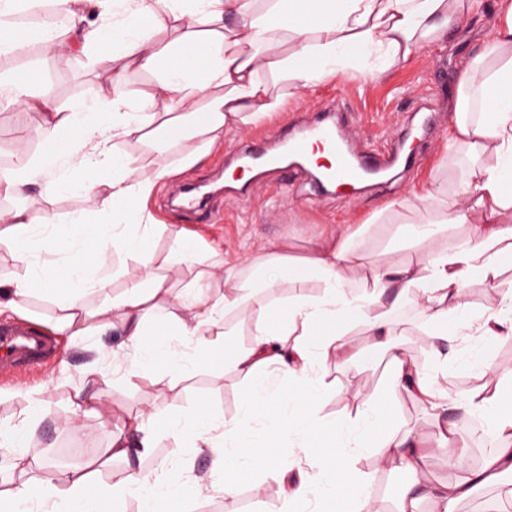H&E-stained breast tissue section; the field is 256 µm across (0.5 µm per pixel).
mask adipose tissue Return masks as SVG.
<instances>
[{"label":"adipose tissue","instance_id":"1","mask_svg":"<svg viewBox=\"0 0 512 512\" xmlns=\"http://www.w3.org/2000/svg\"><path fill=\"white\" fill-rule=\"evenodd\" d=\"M477 0H104L111 24H81L83 0H64L63 17L83 49L112 48L115 72L155 73L154 91L131 103L114 85L89 100L65 110H49L26 69L0 75V99L23 109H41L45 115L38 136L45 151L36 158L19 154L14 170L0 174V193L26 196L37 189L46 194L71 190L66 169L85 173L82 185L93 207L125 211L147 199L158 182L175 170L196 165L212 149L223 146L224 133L259 123L281 101L269 76L286 80L289 93L310 88L340 74L371 77L406 61L418 47L445 42L451 24L473 10ZM22 0H0V54L29 43L54 52L62 47L55 27L21 28L12 17ZM173 22L174 37L158 45L155 32L161 19ZM292 51L278 55V47ZM136 139L147 144L155 168L144 174L136 158L120 145ZM193 142L178 164H170L173 147ZM452 151L471 159L465 194H427L430 215L410 225L405 235L432 241L428 263L421 268L366 262L348 240H326L305 257L289 255L287 243L273 245L249 259L246 267H225L217 251L199 253L189 240L178 239L176 257L182 262L220 267L229 292L214 295L202 285L188 289L171 302V288L156 269L150 246L153 227L141 225L129 232L119 223L89 224L71 217V232H62L53 218L36 220L26 208L0 213V248L18 253L29 268L26 275L0 270V314L26 310L30 287L39 276L32 268L35 252L64 250L70 257L54 274L48 294L61 311L56 330L81 339L90 334L120 330L129 355L125 376L145 370L170 368L184 374L194 367L193 351L208 345L211 329L228 312L248 311L254 289L273 290L287 282L317 280L320 296L301 298L289 307L287 318L254 323L251 345L225 349L224 358L248 382L237 418L227 421L199 409L187 417L166 420L165 429L176 447L211 449L225 479H232L249 460L280 484V512L324 493L339 498L342 512H368L369 481L358 478L355 457L374 449L378 460L408 473L399 493V512H417L422 498H430L435 512H456L474 483L466 477L450 484L422 481L418 473L428 442L454 455L463 444L453 424L442 413L452 408L465 415L481 414L498 453L485 470L492 475L512 473V367L473 354L470 367L490 379L491 390L457 399L440 387L436 375L421 369L404 348L403 332L383 301L416 297L429 317L431 341L455 344L477 331L484 344L512 338V291L499 280L505 262L512 260V0H495L492 31L478 51L462 66L456 91L451 138ZM473 224L465 241L446 243L452 224ZM102 243L93 255L84 240ZM133 257L138 278L105 305L89 307L86 297L109 286L102 271L110 253ZM366 264L367 292L355 294L343 272L348 265ZM480 280L498 291L499 298L478 317L468 314L463 284ZM156 318L176 325L181 342L158 336L144 341L145 325ZM367 328L373 345L362 350V360L379 356L388 369L387 389L428 406L433 435L419 427L387 426L388 402L380 395L359 398L353 414L333 420L305 422L297 453L322 473H335L336 482L321 488L306 477L281 478L274 458L256 454L257 427L279 420L285 410L319 405L324 396L320 371L331 352L342 351L343 336L352 325ZM288 371L287 385L269 375L273 364ZM41 399L29 398L20 420L0 424V450L7 452L13 479L0 482V512H19L24 503L37 512H101L118 508L126 498L136 499L140 512H169L175 497L210 494L212 485L196 481L192 487L131 468L121 486L99 483L96 470L103 460H138L151 456L157 443L152 418L137 417L113 433L102 454L77 467H56L30 454L33 434L45 419Z\"/></svg>","mask_w":512,"mask_h":512}]
</instances>
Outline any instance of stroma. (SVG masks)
<instances>
[{"instance_id":"stroma-1","label":"stroma","mask_w":512,"mask_h":512,"mask_svg":"<svg viewBox=\"0 0 512 512\" xmlns=\"http://www.w3.org/2000/svg\"><path fill=\"white\" fill-rule=\"evenodd\" d=\"M493 10L494 0H481L477 12L453 26L446 44L422 47L405 63L378 78L359 73L340 75L307 91L284 96L268 119L244 129L228 130L223 146L213 149L190 169L166 179L142 202L140 214L128 216V223L144 220L158 225L152 245L163 261L174 247L169 233L174 227L183 230L199 251L220 249L228 266L244 263L278 242H287L294 252L304 254L322 240L351 234L367 257L380 254L395 266L426 264L429 246L409 242L403 231L407 225L427 220L423 195L450 184L457 188L463 185L469 160L464 154L448 152L453 99L459 68L489 35ZM24 65L36 71L54 107L95 97L114 76L109 49L86 52L76 43L61 53H35ZM332 107L346 112V130L360 147L396 139L402 130H415L424 124L432 125L434 132L420 140L408 166L371 180L348 201L320 190L309 176L298 181L291 194H282L276 188L281 172L270 171L247 188L228 187L210 196L206 206L217 215V223H194L172 204V194L184 186L221 179L231 165L232 154L242 144L259 137L264 146L275 148L276 135L285 124H305L316 113ZM40 122V112L22 111L0 102V172L15 166L18 146H25L35 157L43 153L45 146L37 134ZM20 204L33 212L49 213L61 222L80 213L92 221L97 218L80 191L52 196L34 191L24 199L0 194V211ZM321 293L319 284L310 281L256 295L254 316H226L212 331L214 347L196 352V368L179 378L176 391H169L156 374L146 371L118 379L107 389L99 413L77 418L72 415L70 398L84 384L87 364L98 361L104 373H111L113 360L109 353L119 349L123 336L115 330L106 336L88 337L82 344L55 336V355L46 366L0 376V424L19 417L27 405L28 392H40L48 415L32 440V454L48 450L77 463L107 447L116 424L127 416L144 412L154 413L160 420L169 415L187 416L204 403L225 420L235 419L247 382L225 365L224 347L248 346L255 316L282 314L289 302ZM393 316L405 330L404 339L413 358L425 369H433L435 356L426 336L429 322L417 302L408 299L396 304ZM465 352L461 345L448 347V372L439 378L442 386L459 399L481 391L485 384L479 370L463 365ZM322 377L326 391L318 415L326 420L354 410V402L345 400L342 390L362 396L386 391L384 367L380 364L340 366L331 359ZM161 464L166 467L167 477L177 483L202 479L217 485L222 481L212 453L187 448L175 454L173 441L165 436L160 437L154 458L141 461L140 467L152 473ZM354 468L357 475L372 479L371 512H391L404 474L388 465L375 467L370 451L357 457ZM279 506L277 483L251 464L239 473L233 494L215 493L183 504L185 512H277Z\"/></svg>"}]
</instances>
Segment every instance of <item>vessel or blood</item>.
Returning a JSON list of instances; mask_svg holds the SVG:
<instances>
[{"label":"vessel or blood","instance_id":"1","mask_svg":"<svg viewBox=\"0 0 512 512\" xmlns=\"http://www.w3.org/2000/svg\"><path fill=\"white\" fill-rule=\"evenodd\" d=\"M312 141L321 144L331 157L323 172L326 182L336 186L346 198L370 175L387 171L400 160L399 155L376 147L356 151L352 139L338 123L319 119L284 136L283 144L294 155L295 161L286 166L287 171L279 183L280 191L291 190L295 180L305 173L307 166L302 158L306 144ZM279 166V160L257 143L243 155L242 167L246 170ZM53 349L51 336L34 325L24 322L0 324V374L44 364Z\"/></svg>","mask_w":512,"mask_h":512}]
</instances>
